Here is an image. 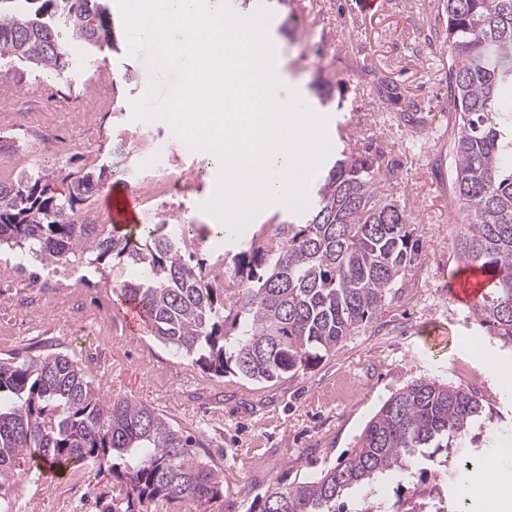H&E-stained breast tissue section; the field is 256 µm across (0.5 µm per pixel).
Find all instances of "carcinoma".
I'll list each match as a JSON object with an SVG mask.
<instances>
[{
	"label": "carcinoma",
	"mask_w": 512,
	"mask_h": 512,
	"mask_svg": "<svg viewBox=\"0 0 512 512\" xmlns=\"http://www.w3.org/2000/svg\"><path fill=\"white\" fill-rule=\"evenodd\" d=\"M0 0V63L61 72L67 31L104 47L98 0ZM450 99L456 124L452 196L469 212L461 251L491 277L475 321L512 347V0H445ZM384 151L343 150L321 170L299 222L253 236L229 273L197 258L190 233L161 224L118 234L78 222L112 168L94 159L75 174L23 171L0 180V249L49 272L82 266L138 302L154 337L203 372L275 383L312 369L366 329L416 255L412 216L390 190ZM501 417L470 391L420 379L393 393L338 465L298 483L267 488L258 512H347L343 499L369 491L358 512H378L371 494L397 483L401 512H422L438 492L437 455L473 459L501 431ZM203 444L168 417L127 396L99 394L85 367L64 352L0 360V480L22 466L52 472L92 465L116 480L103 512H148L161 504L197 512L220 500L223 480L195 448Z\"/></svg>",
	"instance_id": "1"
}]
</instances>
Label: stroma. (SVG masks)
Here are the masks:
<instances>
[{"mask_svg": "<svg viewBox=\"0 0 512 512\" xmlns=\"http://www.w3.org/2000/svg\"><path fill=\"white\" fill-rule=\"evenodd\" d=\"M106 2L113 48L95 51L68 37L70 68L61 76L0 66V178L29 167L75 173L93 156L109 165L110 147L123 144L129 169L115 182L130 195L162 172L185 183L162 205H141L146 223L174 226L188 217L200 255L233 256L239 242L215 236V219L200 208L202 192L212 191L217 178L213 157L190 149L163 121H132L129 101L141 96L147 73L127 55L115 0ZM274 19L283 73L278 95L299 93L326 116L334 149L344 147L341 126L354 129L359 150L390 148L396 192L414 219L416 260L365 331L294 378L275 384L230 373L217 378L174 355L150 330L131 333L120 292L94 273H68L63 295L29 288L26 270L0 280V358L23 360L50 347L68 352L87 365L101 394L131 397L204 434L197 454L224 478V496L210 512H254L268 486L337 465L382 404L423 378L477 393L508 421L481 460L496 458L512 441V400L498 392L503 372H512V350L475 322L471 304L448 296L469 266L459 248L468 218L450 195L455 114L443 0H381L370 14L360 0H289ZM38 83L54 95L84 100L93 114L45 110L32 92ZM47 128L55 135L51 146L39 141ZM141 140L158 148L147 165L134 150ZM433 330L447 343L428 341ZM472 340L480 352L469 348ZM84 486L94 489L93 501L81 497ZM4 490L7 512H100L112 496V479L92 465L50 479L25 471Z\"/></svg>", "mask_w": 512, "mask_h": 512, "instance_id": "obj_1", "label": "stroma"}]
</instances>
